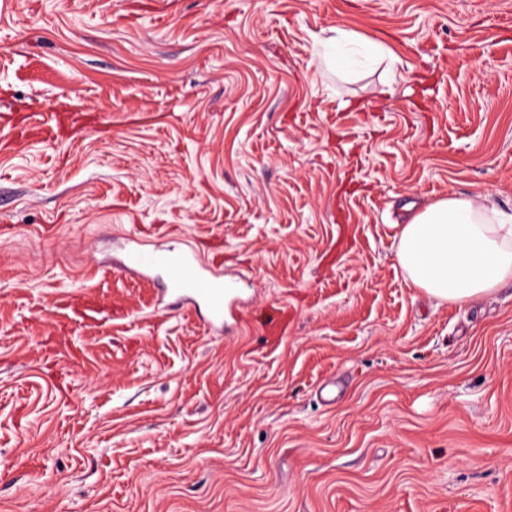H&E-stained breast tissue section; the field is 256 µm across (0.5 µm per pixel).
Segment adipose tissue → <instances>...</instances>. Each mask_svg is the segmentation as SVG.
Segmentation results:
<instances>
[{
	"instance_id": "obj_1",
	"label": "adipose tissue",
	"mask_w": 512,
	"mask_h": 512,
	"mask_svg": "<svg viewBox=\"0 0 512 512\" xmlns=\"http://www.w3.org/2000/svg\"><path fill=\"white\" fill-rule=\"evenodd\" d=\"M397 261L411 286L473 303L512 282V220L467 197L437 200L402 226Z\"/></svg>"
}]
</instances>
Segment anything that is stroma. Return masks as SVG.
<instances>
[{"label": "stroma", "instance_id": "35a3bbf8", "mask_svg": "<svg viewBox=\"0 0 512 512\" xmlns=\"http://www.w3.org/2000/svg\"><path fill=\"white\" fill-rule=\"evenodd\" d=\"M338 28L390 56L328 70ZM451 195L512 214V0H0V512H512V283L396 259ZM134 233L243 322L163 310ZM121 250L123 256L117 269L156 280L164 310L203 308L209 330L222 333L225 323L238 318V281L212 273L193 248L168 245L148 250L137 240L127 238Z\"/></svg>", "mask_w": 512, "mask_h": 512}]
</instances>
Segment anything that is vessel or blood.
I'll return each mask as SVG.
<instances>
[{"label": "vessel or blood", "mask_w": 512, "mask_h": 512, "mask_svg": "<svg viewBox=\"0 0 512 512\" xmlns=\"http://www.w3.org/2000/svg\"><path fill=\"white\" fill-rule=\"evenodd\" d=\"M117 264L119 271L156 280L164 309H202L209 330L223 331L239 315L238 282L212 273L193 248L169 245L148 250L126 239Z\"/></svg>", "instance_id": "obj_1"}]
</instances>
